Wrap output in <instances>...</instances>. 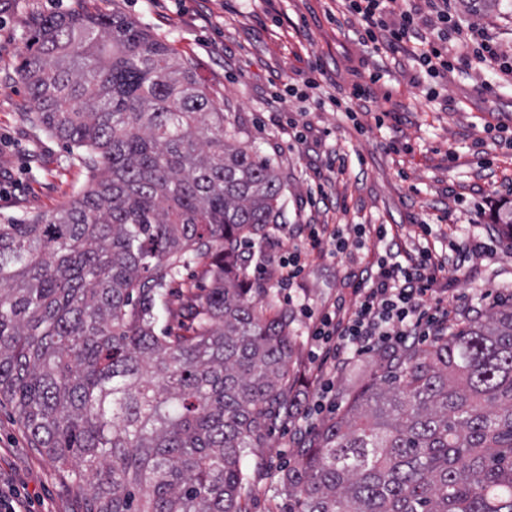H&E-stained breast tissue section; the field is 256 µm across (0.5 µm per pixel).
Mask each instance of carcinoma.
Instances as JSON below:
<instances>
[{
  "mask_svg": "<svg viewBox=\"0 0 512 512\" xmlns=\"http://www.w3.org/2000/svg\"><path fill=\"white\" fill-rule=\"evenodd\" d=\"M19 75L28 120L95 179L0 224V399L85 512H244L242 460L297 383L291 318L258 307L238 252L278 224V173L125 16L38 20ZM192 257L210 284L159 334L156 300ZM381 359L281 473L288 512H512V301Z\"/></svg>",
  "mask_w": 512,
  "mask_h": 512,
  "instance_id": "obj_1",
  "label": "carcinoma"
}]
</instances>
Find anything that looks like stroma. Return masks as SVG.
Instances as JSON below:
<instances>
[{
  "mask_svg": "<svg viewBox=\"0 0 512 512\" xmlns=\"http://www.w3.org/2000/svg\"><path fill=\"white\" fill-rule=\"evenodd\" d=\"M75 10L124 15L173 45L223 105L225 129H238L240 141L276 167L282 222L265 244L244 249L255 286L270 288L273 255L292 249L289 225H343L347 252L304 254L301 287L272 291L259 302L267 315L285 312L293 321L301 390L316 392L317 363L298 306L318 310L339 298L353 305L354 275L378 256L375 226L391 228L406 250L419 225L429 226L430 248L452 265L440 281L449 323L488 311L493 297L512 296V238L491 220L498 204L512 199V90L458 71L415 84L416 63L404 53L372 52L343 0H0V224L54 212L94 181L69 144L25 122L28 96L19 77L36 19ZM312 79L323 97L343 100L347 111L319 105L307 87ZM357 84L372 85L373 96L354 98ZM394 140L406 150L390 151ZM337 154L345 159L341 174L329 170ZM320 184L330 197L315 209L310 194ZM473 238L490 243V252L456 266L449 241ZM209 280L203 260L169 278L168 295L154 309L158 329L181 332L188 290ZM379 363L372 353L337 375V407L379 374ZM310 438L285 423L273 430L268 447L255 450L246 512H287L277 476L295 464ZM0 489L28 497L34 512H83L63 473L33 448L5 402Z\"/></svg>",
  "mask_w": 512,
  "mask_h": 512,
  "instance_id": "1",
  "label": "stroma"
}]
</instances>
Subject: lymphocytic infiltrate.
<instances>
[{"instance_id": "obj_1", "label": "lymphocytic infiltrate", "mask_w": 512, "mask_h": 512, "mask_svg": "<svg viewBox=\"0 0 512 512\" xmlns=\"http://www.w3.org/2000/svg\"><path fill=\"white\" fill-rule=\"evenodd\" d=\"M394 0H349L350 12L360 22L367 42L377 43V30L388 33L391 51L411 49L413 59L427 76L438 78L451 70L448 45L458 40L465 47L462 63L487 65L504 81L512 82V56L504 54L485 28L462 26L448 9L449 0H417L410 10L394 13ZM288 234L296 242L293 253L280 256L271 279L279 289L297 286L304 266L301 252L344 253L347 240L340 227L295 224ZM445 261L429 248H419L407 263L396 262L392 250L379 254L373 269L355 284V307L319 311L305 309L311 336L320 351L316 381L323 401H330L336 373L358 357L375 350L396 351L448 327V309L438 297L436 284Z\"/></svg>"}]
</instances>
